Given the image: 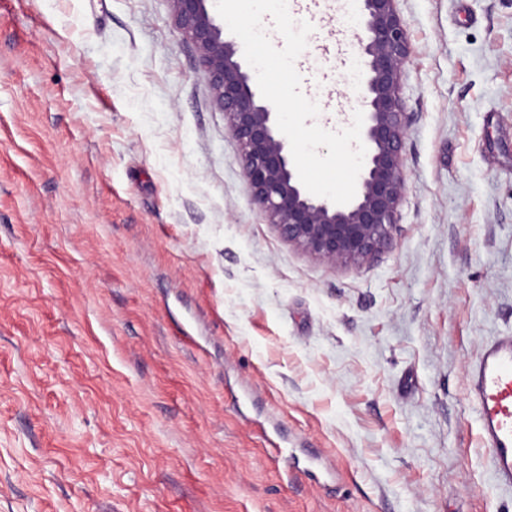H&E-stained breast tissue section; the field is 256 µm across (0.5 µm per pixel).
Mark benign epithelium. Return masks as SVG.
I'll list each match as a JSON object with an SVG mask.
<instances>
[{
  "label": "benign epithelium",
  "mask_w": 512,
  "mask_h": 512,
  "mask_svg": "<svg viewBox=\"0 0 512 512\" xmlns=\"http://www.w3.org/2000/svg\"><path fill=\"white\" fill-rule=\"evenodd\" d=\"M169 2L177 29L207 75L212 106L224 113L236 141L251 195L280 236L332 266H361L388 249L405 189L410 123L399 94L408 41L397 0H362L356 41L366 154L356 194L343 205L311 194L300 182L276 110L241 61L237 43L224 38L211 0Z\"/></svg>",
  "instance_id": "7a95c632"
}]
</instances>
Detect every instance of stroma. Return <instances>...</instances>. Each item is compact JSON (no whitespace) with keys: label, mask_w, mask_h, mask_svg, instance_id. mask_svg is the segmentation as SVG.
<instances>
[{"label":"stroma","mask_w":512,"mask_h":512,"mask_svg":"<svg viewBox=\"0 0 512 512\" xmlns=\"http://www.w3.org/2000/svg\"><path fill=\"white\" fill-rule=\"evenodd\" d=\"M391 248L254 203L169 0H0V512H512L467 399L512 331V0H398ZM295 67L359 109L334 0Z\"/></svg>","instance_id":"stroma-1"}]
</instances>
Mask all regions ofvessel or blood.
Listing matches in <instances>:
<instances>
[{
	"mask_svg": "<svg viewBox=\"0 0 512 512\" xmlns=\"http://www.w3.org/2000/svg\"><path fill=\"white\" fill-rule=\"evenodd\" d=\"M469 400L496 480L512 487V334L494 337L472 364Z\"/></svg>",
	"mask_w": 512,
	"mask_h": 512,
	"instance_id": "1",
	"label": "vessel or blood"
}]
</instances>
